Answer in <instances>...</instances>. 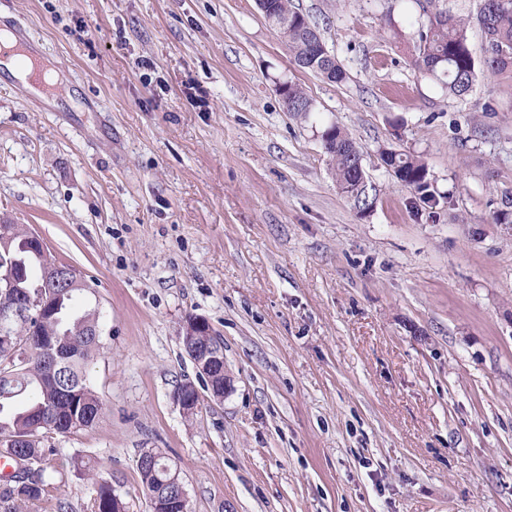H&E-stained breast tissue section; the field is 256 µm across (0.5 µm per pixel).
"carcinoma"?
<instances>
[{"mask_svg": "<svg viewBox=\"0 0 512 512\" xmlns=\"http://www.w3.org/2000/svg\"><path fill=\"white\" fill-rule=\"evenodd\" d=\"M271 4L263 17L287 46L295 66L330 83L344 82V67L334 56L323 54L318 24L288 2ZM416 4L414 65L448 95L465 101L482 78L512 80V0H479L474 17L455 13L448 0ZM474 23L483 34L477 49L469 42ZM284 103L299 117L312 111L311 100L296 84H288ZM322 142L337 188L365 213L375 200V188L359 169L358 158L351 156L356 142L334 123L323 131ZM383 161L394 168L398 182L423 194L429 172L419 157L389 150ZM0 259L17 260L14 285L0 288V306L21 295L45 303L41 310L30 309L23 325L0 331V458L13 463L11 476L0 480V512H23V506L49 494L57 473L45 438L90 427L103 414L104 402L88 375L102 348V332L99 303L88 301L82 313L74 311L76 299L90 298L94 289L79 273L75 285L50 287L48 274L55 261L41 244L26 238L23 225L0 224ZM137 467L150 512H171L172 502L185 487L178 468L157 448L142 449ZM84 468L94 485L91 512H127L112 483L89 463Z\"/></svg>", "mask_w": 512, "mask_h": 512, "instance_id": "obj_1", "label": "carcinoma"}]
</instances>
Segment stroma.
I'll return each instance as SVG.
<instances>
[{
	"label": "stroma",
	"instance_id": "1",
	"mask_svg": "<svg viewBox=\"0 0 512 512\" xmlns=\"http://www.w3.org/2000/svg\"><path fill=\"white\" fill-rule=\"evenodd\" d=\"M348 79L297 69L256 0H0L70 86L0 76V222L96 290L100 420L50 435V496L90 512L88 459L149 512L136 461L191 512H512V84L449 97L413 64L414 0H292ZM298 84L308 118L287 112ZM360 147L377 204L336 187L321 135ZM421 156L427 208L380 160ZM224 342L212 398L188 319ZM193 383L196 416L173 400ZM281 90L283 93L288 91V94H284L287 112L299 117H307L309 112H312V102L301 87L288 83V85L282 86ZM137 467L149 500L150 512L174 511L172 502L178 498L181 487L187 496V500L182 504L181 511H184V508L186 512H191L181 471L167 462L159 449H142Z\"/></svg>",
	"mask_w": 512,
	"mask_h": 512
}]
</instances>
